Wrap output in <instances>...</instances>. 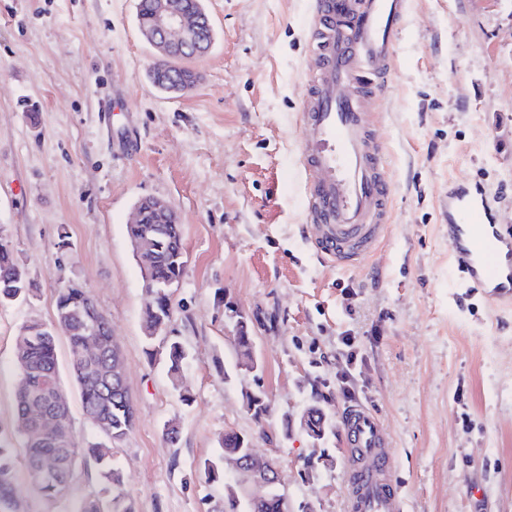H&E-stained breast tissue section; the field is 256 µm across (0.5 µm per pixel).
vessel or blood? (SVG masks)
Segmentation results:
<instances>
[{"label":"vessel or blood","mask_w":512,"mask_h":512,"mask_svg":"<svg viewBox=\"0 0 512 512\" xmlns=\"http://www.w3.org/2000/svg\"><path fill=\"white\" fill-rule=\"evenodd\" d=\"M410 0H315V68L300 121L309 178L307 237L327 263L352 266L380 242L391 182L369 128L362 98L387 93L385 75L404 28ZM369 84H361V74ZM451 268L469 288L512 303V233L503 231L484 187L458 182L448 196ZM345 437L353 455L347 512H391L396 486L388 440L379 420L350 408Z\"/></svg>","instance_id":"obj_1"}]
</instances>
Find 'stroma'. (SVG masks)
<instances>
[{"label": "stroma", "instance_id": "obj_1", "mask_svg": "<svg viewBox=\"0 0 512 512\" xmlns=\"http://www.w3.org/2000/svg\"><path fill=\"white\" fill-rule=\"evenodd\" d=\"M411 2L389 91L367 105L390 222L343 270L305 233L298 115L314 0H204L215 41L181 95L148 77L156 57L137 0H0V231L37 287L0 306V431L13 427L17 331L53 324L57 290L75 277L124 358L136 423L112 464L133 512H224L223 482L200 465L231 429L277 463L291 512H347L342 416L355 405L388 435L394 512H512V307L452 275L444 224L450 183L467 179L512 228V0ZM148 197L168 200L184 226L168 327L188 352L178 390L144 335L127 233ZM241 315L253 372L237 367ZM56 354L82 441L92 429L65 336ZM249 393L269 413L255 417ZM311 406L332 417L319 442L282 425Z\"/></svg>", "mask_w": 512, "mask_h": 512}]
</instances>
